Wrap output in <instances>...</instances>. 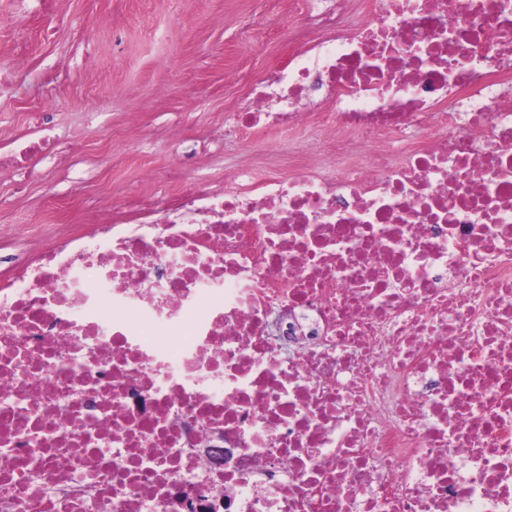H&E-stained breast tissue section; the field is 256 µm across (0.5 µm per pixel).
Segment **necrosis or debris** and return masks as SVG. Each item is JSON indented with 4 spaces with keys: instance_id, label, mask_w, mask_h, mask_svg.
Wrapping results in <instances>:
<instances>
[{
    "instance_id": "obj_1",
    "label": "necrosis or debris",
    "mask_w": 512,
    "mask_h": 512,
    "mask_svg": "<svg viewBox=\"0 0 512 512\" xmlns=\"http://www.w3.org/2000/svg\"><path fill=\"white\" fill-rule=\"evenodd\" d=\"M321 2L224 121L334 168L99 210L0 278V512H512V0Z\"/></svg>"
}]
</instances>
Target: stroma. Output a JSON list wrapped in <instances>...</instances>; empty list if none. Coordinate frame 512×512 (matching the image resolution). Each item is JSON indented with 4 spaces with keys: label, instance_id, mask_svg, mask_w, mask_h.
Segmentation results:
<instances>
[{
    "label": "stroma",
    "instance_id": "35a3bbf8",
    "mask_svg": "<svg viewBox=\"0 0 512 512\" xmlns=\"http://www.w3.org/2000/svg\"><path fill=\"white\" fill-rule=\"evenodd\" d=\"M308 0H0V150L44 113L63 159L22 178L0 169V253L32 247L38 224L223 185L224 169L317 145L309 133L243 139L224 115L245 100L224 72L286 64Z\"/></svg>",
    "mask_w": 512,
    "mask_h": 512
}]
</instances>
